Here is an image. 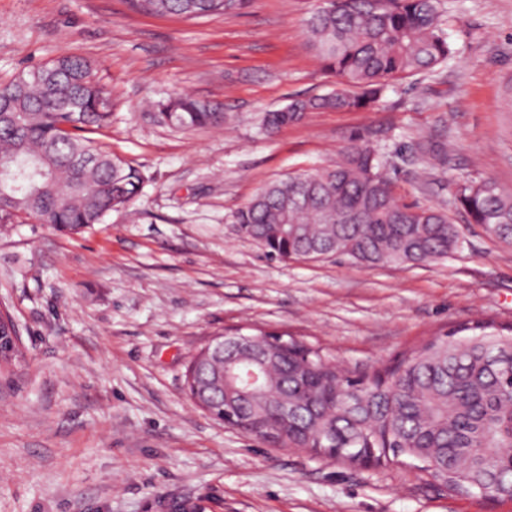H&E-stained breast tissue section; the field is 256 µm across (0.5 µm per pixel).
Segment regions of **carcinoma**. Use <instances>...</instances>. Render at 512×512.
I'll list each match as a JSON object with an SVG mask.
<instances>
[{"mask_svg":"<svg viewBox=\"0 0 512 512\" xmlns=\"http://www.w3.org/2000/svg\"><path fill=\"white\" fill-rule=\"evenodd\" d=\"M250 0H129L138 11L189 19L244 9ZM323 68L347 87L268 112L274 132L308 113L354 111L388 84L445 62L453 53L440 0H325L306 21ZM162 123L199 129L224 122L220 108L177 93L159 103ZM112 119L110 91L82 58L61 56L0 84V227L36 218L78 234L129 204L143 188L138 168L85 133ZM379 151L351 139L338 162L266 184L235 217L239 231L282 260L332 255L365 267L422 265L461 248L444 210L399 202ZM468 224L512 245V192L491 178L456 186ZM277 362L239 412L273 448L321 449L352 467L386 469L409 459L427 481L456 493L482 485L512 501V325L460 324L400 359L355 374L293 338L273 345ZM248 361L224 352L223 398L247 384ZM281 399L299 401L288 437L273 438L266 416Z\"/></svg>","mask_w":512,"mask_h":512,"instance_id":"obj_1","label":"carcinoma"}]
</instances>
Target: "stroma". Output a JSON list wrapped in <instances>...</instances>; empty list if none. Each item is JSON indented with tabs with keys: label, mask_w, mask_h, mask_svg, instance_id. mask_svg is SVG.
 Wrapping results in <instances>:
<instances>
[{
	"label": "stroma",
	"mask_w": 512,
	"mask_h": 512,
	"mask_svg": "<svg viewBox=\"0 0 512 512\" xmlns=\"http://www.w3.org/2000/svg\"><path fill=\"white\" fill-rule=\"evenodd\" d=\"M322 0H251L188 20L126 0H0V84L62 55L112 94L94 138L145 176L104 223L0 228V307L22 358L0 373V512H512L447 493L416 469L352 468L274 449L189 398L191 357L243 326L284 332L365 371L477 319L512 324V247L461 224L463 247L423 266L281 261L236 212L265 184L329 166L351 135L382 151L400 202L451 209L458 183L512 191V0H441L447 62L391 82L372 107L313 112L269 135L264 113L326 94L306 21ZM174 93L223 124L159 123ZM448 146L432 167L419 143Z\"/></svg>",
	"instance_id": "stroma-1"
}]
</instances>
